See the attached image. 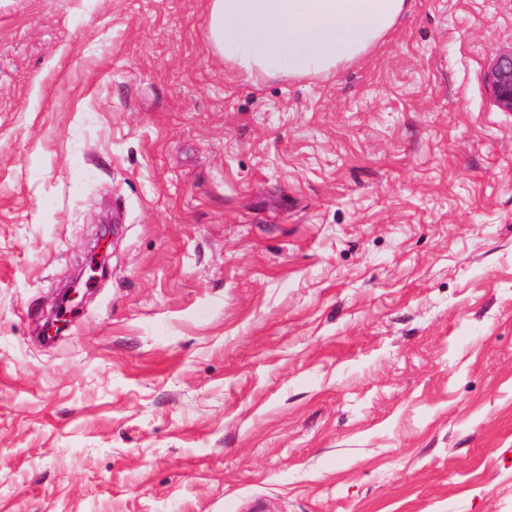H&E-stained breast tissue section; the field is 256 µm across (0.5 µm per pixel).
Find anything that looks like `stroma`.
Instances as JSON below:
<instances>
[{
	"label": "stroma",
	"instance_id": "obj_1",
	"mask_svg": "<svg viewBox=\"0 0 512 512\" xmlns=\"http://www.w3.org/2000/svg\"><path fill=\"white\" fill-rule=\"evenodd\" d=\"M205 19L0 0V512H512V0L305 78ZM485 79L493 95L495 106L503 112H512V49L500 52L489 66Z\"/></svg>",
	"mask_w": 512,
	"mask_h": 512
}]
</instances>
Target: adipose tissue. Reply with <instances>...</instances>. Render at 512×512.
<instances>
[{
	"label": "adipose tissue",
	"instance_id": "obj_1",
	"mask_svg": "<svg viewBox=\"0 0 512 512\" xmlns=\"http://www.w3.org/2000/svg\"><path fill=\"white\" fill-rule=\"evenodd\" d=\"M407 0H208V40L255 77L321 75L367 53Z\"/></svg>",
	"mask_w": 512,
	"mask_h": 512
}]
</instances>
